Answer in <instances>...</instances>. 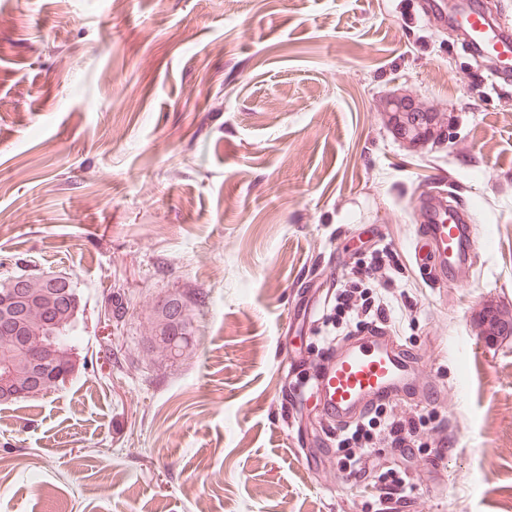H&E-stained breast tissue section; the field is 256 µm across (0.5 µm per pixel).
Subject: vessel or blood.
Wrapping results in <instances>:
<instances>
[{"label":"vessel or blood","mask_w":512,"mask_h":512,"mask_svg":"<svg viewBox=\"0 0 512 512\" xmlns=\"http://www.w3.org/2000/svg\"><path fill=\"white\" fill-rule=\"evenodd\" d=\"M430 9L440 21H453L477 48L493 78L512 77V30L502 28L478 0H432ZM421 217L414 243L419 269L430 276L455 280L460 264L475 249L473 226L464 204L441 194L417 198ZM408 366L398 349L381 332L366 331L353 337L348 348L330 355L324 366L300 383L310 390L329 429L354 422L370 405L386 402L401 385Z\"/></svg>","instance_id":"b4317fda"}]
</instances>
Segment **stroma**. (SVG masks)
Instances as JSON below:
<instances>
[{"label": "stroma", "mask_w": 512, "mask_h": 512, "mask_svg": "<svg viewBox=\"0 0 512 512\" xmlns=\"http://www.w3.org/2000/svg\"><path fill=\"white\" fill-rule=\"evenodd\" d=\"M397 94L434 110L418 142ZM430 189L477 224L453 282L413 261ZM373 243L417 442L350 478L286 377L344 345L327 318ZM51 269L93 365L0 406V512H512V338L478 325L512 313V79L422 0H0V279ZM174 295L178 356L151 344Z\"/></svg>", "instance_id": "obj_1"}]
</instances>
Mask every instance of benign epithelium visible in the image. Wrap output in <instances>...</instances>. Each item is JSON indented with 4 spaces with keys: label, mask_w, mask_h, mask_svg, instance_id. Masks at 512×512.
Instances as JSON below:
<instances>
[{
    "label": "benign epithelium",
    "mask_w": 512,
    "mask_h": 512,
    "mask_svg": "<svg viewBox=\"0 0 512 512\" xmlns=\"http://www.w3.org/2000/svg\"><path fill=\"white\" fill-rule=\"evenodd\" d=\"M66 278L62 272L42 274L45 288L39 292L29 287L27 278L13 279L0 295V329L14 335L9 344L0 348V403L27 396L28 385L33 383L58 385L69 380L77 355L61 340V326L54 314ZM34 305L48 308L36 326L28 320L29 309ZM501 324L496 311L484 310L482 325L486 335H497Z\"/></svg>",
    "instance_id": "1"
}]
</instances>
